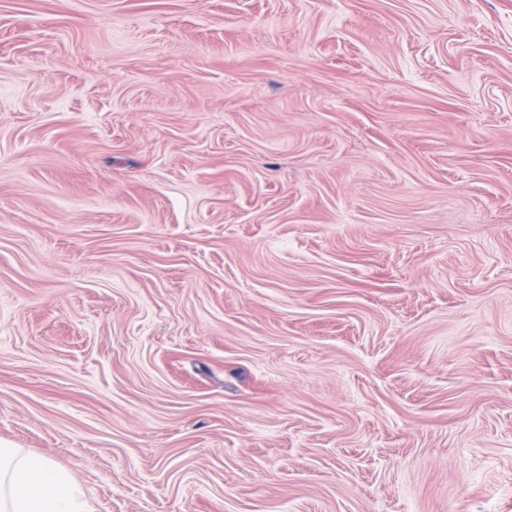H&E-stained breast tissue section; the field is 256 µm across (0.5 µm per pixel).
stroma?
<instances>
[{
  "label": "stroma",
  "instance_id": "35a3bbf8",
  "mask_svg": "<svg viewBox=\"0 0 512 512\" xmlns=\"http://www.w3.org/2000/svg\"><path fill=\"white\" fill-rule=\"evenodd\" d=\"M0 441L95 512H512V0H0Z\"/></svg>",
  "mask_w": 512,
  "mask_h": 512
}]
</instances>
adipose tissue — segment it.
I'll return each mask as SVG.
<instances>
[{
  "label": "adipose tissue",
  "mask_w": 512,
  "mask_h": 512,
  "mask_svg": "<svg viewBox=\"0 0 512 512\" xmlns=\"http://www.w3.org/2000/svg\"><path fill=\"white\" fill-rule=\"evenodd\" d=\"M0 512H92L80 487L45 457L0 448Z\"/></svg>",
  "instance_id": "1"
}]
</instances>
